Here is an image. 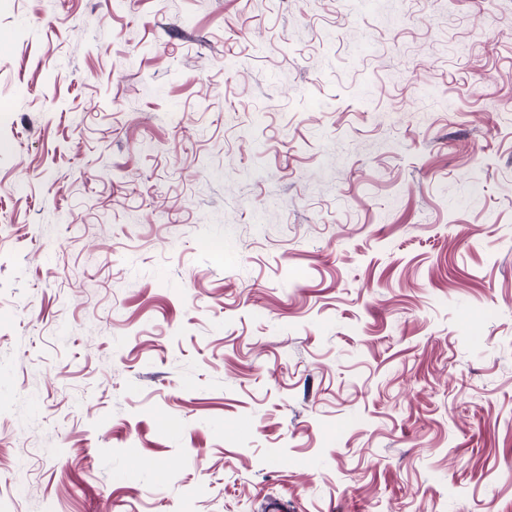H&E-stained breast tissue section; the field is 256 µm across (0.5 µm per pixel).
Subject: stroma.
Returning a JSON list of instances; mask_svg holds the SVG:
<instances>
[{"mask_svg": "<svg viewBox=\"0 0 512 512\" xmlns=\"http://www.w3.org/2000/svg\"><path fill=\"white\" fill-rule=\"evenodd\" d=\"M512 0H0V512H512Z\"/></svg>", "mask_w": 512, "mask_h": 512, "instance_id": "1", "label": "stroma"}]
</instances>
